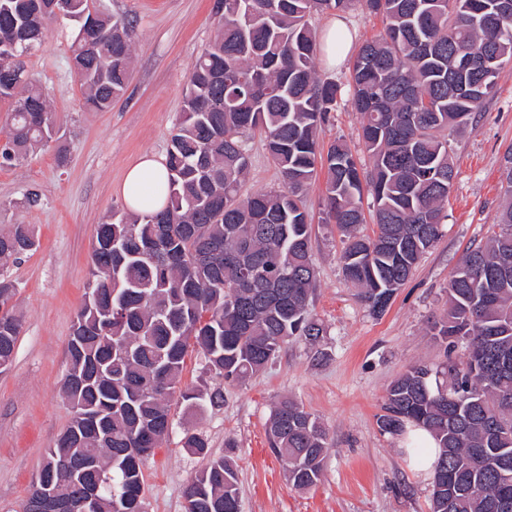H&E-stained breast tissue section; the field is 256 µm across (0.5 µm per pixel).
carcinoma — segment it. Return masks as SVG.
Here are the masks:
<instances>
[{
    "label": "carcinoma",
    "instance_id": "cac0c4a2",
    "mask_svg": "<svg viewBox=\"0 0 512 512\" xmlns=\"http://www.w3.org/2000/svg\"><path fill=\"white\" fill-rule=\"evenodd\" d=\"M512 0H220L216 39L197 59L181 118L165 156L164 207L112 214L97 225L85 298L67 342L63 393L72 417L32 481L34 499L78 501L97 488L92 512H141L144 461L172 430L171 409L201 406L180 386L189 348L228 383L262 370L282 347L313 345L324 328L310 316L316 289L312 225L304 202L326 171V220L344 238L345 279L372 313L385 311L422 256L442 236L455 177L445 131L464 128L512 61ZM78 23L72 61L88 109L106 112L131 73L123 16L63 0ZM360 3L382 16L350 66L348 97L361 116L359 142L372 168L359 169L350 146L319 145L343 88L316 69V12ZM54 0H0V102L11 112L0 166H15L57 140L47 94L29 79L24 57L41 44ZM263 136L280 172L277 190L246 196L247 142ZM502 182L509 202L485 244L470 247L448 285V310L435 328L462 361L410 367L387 388L381 431L413 423L438 447L429 512H512V149ZM376 231L365 236L364 192ZM112 243V252L98 250ZM31 224L0 231V372L13 362L21 328L9 261L36 248ZM102 415L105 428L86 423ZM271 452L288 463L296 489L320 481L329 454L319 419L279 401L268 424ZM182 448L208 459L184 489V512H240L237 472L187 431ZM460 490L448 495V476Z\"/></svg>",
    "mask_w": 512,
    "mask_h": 512
}]
</instances>
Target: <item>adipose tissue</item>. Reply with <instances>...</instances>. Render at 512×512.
<instances>
[{"label":"adipose tissue","instance_id":"ef3b65f1","mask_svg":"<svg viewBox=\"0 0 512 512\" xmlns=\"http://www.w3.org/2000/svg\"><path fill=\"white\" fill-rule=\"evenodd\" d=\"M121 192L128 210L133 213L161 208L167 196V175L162 162L153 155H142L127 169Z\"/></svg>","mask_w":512,"mask_h":512}]
</instances>
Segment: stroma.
<instances>
[{
  "instance_id": "35a3bbf8",
  "label": "stroma",
  "mask_w": 512,
  "mask_h": 512,
  "mask_svg": "<svg viewBox=\"0 0 512 512\" xmlns=\"http://www.w3.org/2000/svg\"><path fill=\"white\" fill-rule=\"evenodd\" d=\"M213 0H90L91 8L130 19L132 77L106 112L83 106L69 46L76 24H49L42 47L25 60L48 95L63 130L21 164L0 167V228L35 225L40 245L8 266L19 285L22 316L14 360L0 374V512H23L32 481L72 411L62 395L66 346L92 268L97 224L125 209L120 185L140 155L164 157L178 123L194 64L218 29ZM512 148V63L468 125L448 137L455 178L442 237L397 290L385 312L372 314L343 277L341 236L320 206L325 174L307 190L317 289L311 315L325 333L318 346L284 345L278 357L241 383L228 384L189 353L182 386L224 391L216 408H174L169 439L145 463L146 512H184L183 490L202 467L181 447L184 431L228 454L238 476L241 512H429L430 475L409 462L397 435L377 423L388 385L417 362L461 359L432 327L448 308V281L467 246L486 241L503 203L501 167ZM251 165L242 194L281 186L260 134L250 139ZM37 194L28 204V194ZM296 399L327 431L324 475L298 490L269 449L267 424L276 401Z\"/></svg>"
}]
</instances>
